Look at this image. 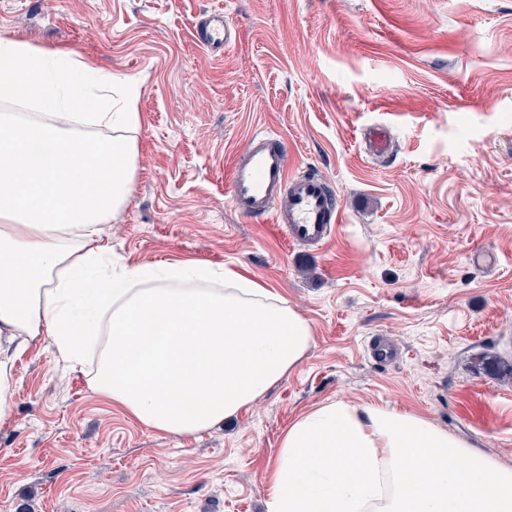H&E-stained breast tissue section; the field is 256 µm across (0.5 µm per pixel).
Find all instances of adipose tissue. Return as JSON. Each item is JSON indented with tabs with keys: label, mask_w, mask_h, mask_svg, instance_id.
Wrapping results in <instances>:
<instances>
[{
	"label": "adipose tissue",
	"mask_w": 512,
	"mask_h": 512,
	"mask_svg": "<svg viewBox=\"0 0 512 512\" xmlns=\"http://www.w3.org/2000/svg\"><path fill=\"white\" fill-rule=\"evenodd\" d=\"M71 50L0 38V424L16 358L49 338L146 428L191 437L293 373L311 325L265 285L191 261L112 256L132 198L137 95ZM266 512H512V468L422 416L328 400L284 432Z\"/></svg>",
	"instance_id": "ef3b65f1"
}]
</instances>
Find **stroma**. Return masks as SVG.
Returning <instances> with one entry per match:
<instances>
[{
	"instance_id": "35a3bbf8",
	"label": "stroma",
	"mask_w": 512,
	"mask_h": 512,
	"mask_svg": "<svg viewBox=\"0 0 512 512\" xmlns=\"http://www.w3.org/2000/svg\"><path fill=\"white\" fill-rule=\"evenodd\" d=\"M220 9L237 39L195 40ZM68 47L136 87L135 190L103 239L134 263L230 267L306 318L298 368L193 438L142 426L49 342L15 361L0 512H265L288 425L344 400L418 414L512 468V0H0V37ZM387 124L391 153L365 132ZM284 137L343 210L317 248L231 205L247 135ZM493 253L475 264L472 251ZM400 358L375 362L371 338Z\"/></svg>"
}]
</instances>
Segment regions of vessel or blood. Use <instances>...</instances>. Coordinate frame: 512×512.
I'll list each match as a JSON object with an SVG mask.
<instances>
[{
    "label": "vessel or blood",
    "instance_id": "b4317fda",
    "mask_svg": "<svg viewBox=\"0 0 512 512\" xmlns=\"http://www.w3.org/2000/svg\"><path fill=\"white\" fill-rule=\"evenodd\" d=\"M197 40L209 52H220L234 42L235 31L223 12H211L201 20ZM229 193L239 213L281 225L294 244L323 245L342 222L327 181L292 171L282 137L264 129L253 131L236 155Z\"/></svg>",
    "mask_w": 512,
    "mask_h": 512
}]
</instances>
